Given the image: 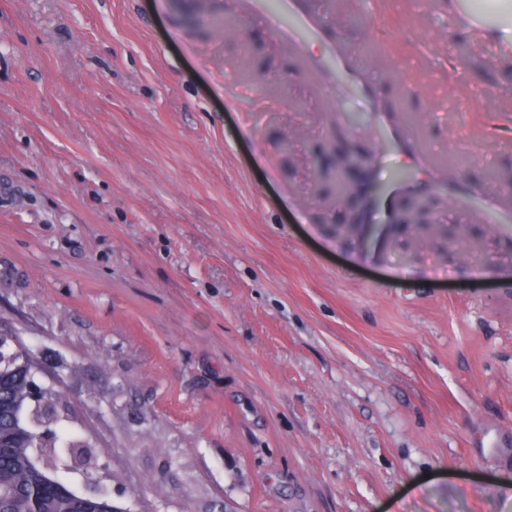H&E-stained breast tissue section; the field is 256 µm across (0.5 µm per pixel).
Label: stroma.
<instances>
[{"mask_svg":"<svg viewBox=\"0 0 512 512\" xmlns=\"http://www.w3.org/2000/svg\"><path fill=\"white\" fill-rule=\"evenodd\" d=\"M231 2L0 0V330L162 512H512V256L426 193L358 262L336 180L365 144L404 163ZM331 2L462 182L512 189L498 44L437 0ZM242 73L280 104L250 125Z\"/></svg>","mask_w":512,"mask_h":512,"instance_id":"1","label":"stroma"}]
</instances>
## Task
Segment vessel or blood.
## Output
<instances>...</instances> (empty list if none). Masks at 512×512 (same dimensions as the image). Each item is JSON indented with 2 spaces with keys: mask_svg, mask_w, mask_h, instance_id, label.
<instances>
[{
  "mask_svg": "<svg viewBox=\"0 0 512 512\" xmlns=\"http://www.w3.org/2000/svg\"><path fill=\"white\" fill-rule=\"evenodd\" d=\"M325 13L324 0H236L233 16L238 20L254 16L272 18L275 39L295 57L300 75L314 87L323 88L336 75H344L349 86L371 102L367 125L408 160L411 174L397 176L385 185L371 181L360 195L364 213L375 214L376 220L368 223L363 217L357 218L350 229L359 260L367 264L386 260L397 205L401 199L421 196L423 186L419 177L423 174L432 176L434 192L459 201L460 223L489 225L500 250L512 253V193L486 183L462 184L455 156L437 153L430 147L423 131V113L412 111L409 106V89H402L388 99L379 95L368 74V65L370 59L384 56V48L367 45L349 49L343 40L329 33ZM312 41L323 43V54L310 53L308 44Z\"/></svg>",
  "mask_w": 512,
  "mask_h": 512,
  "instance_id": "b4317fda",
  "label": "vessel or blood"
}]
</instances>
